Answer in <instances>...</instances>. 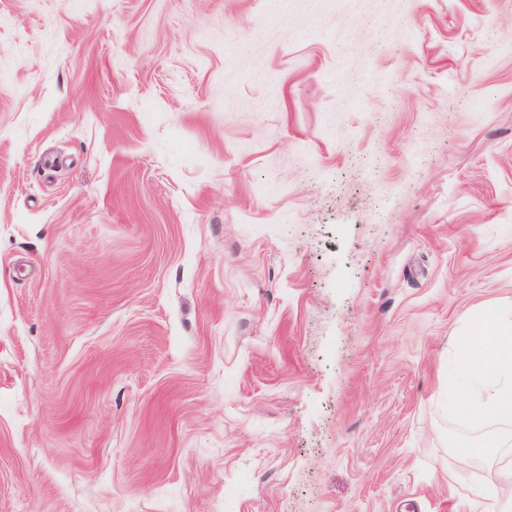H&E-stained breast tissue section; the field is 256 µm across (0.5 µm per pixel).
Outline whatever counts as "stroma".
<instances>
[{"label": "stroma", "mask_w": 512, "mask_h": 512, "mask_svg": "<svg viewBox=\"0 0 512 512\" xmlns=\"http://www.w3.org/2000/svg\"><path fill=\"white\" fill-rule=\"evenodd\" d=\"M496 312L512 0H0V512H512ZM468 350L458 362L464 396L457 410L475 420L512 421V318L482 316L470 332ZM484 447L488 448V451L497 458L500 478L512 484V458L507 452H502L499 449L510 447L507 442L498 437H490L484 443Z\"/></svg>", "instance_id": "1"}]
</instances>
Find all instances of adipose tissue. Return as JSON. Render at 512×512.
I'll return each instance as SVG.
<instances>
[{"instance_id": "adipose-tissue-1", "label": "adipose tissue", "mask_w": 512, "mask_h": 512, "mask_svg": "<svg viewBox=\"0 0 512 512\" xmlns=\"http://www.w3.org/2000/svg\"><path fill=\"white\" fill-rule=\"evenodd\" d=\"M464 384L457 410L476 420L512 421V316L481 317L458 362Z\"/></svg>"}]
</instances>
